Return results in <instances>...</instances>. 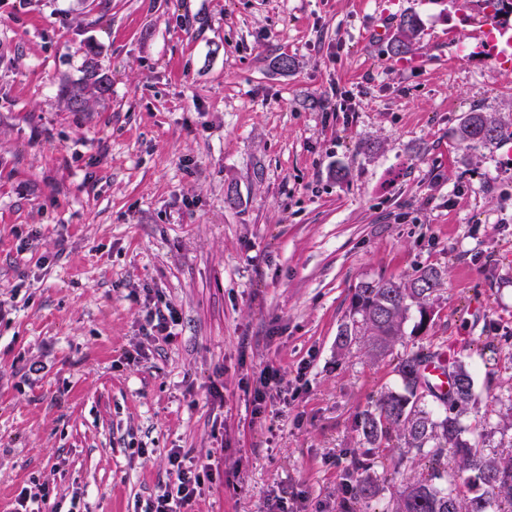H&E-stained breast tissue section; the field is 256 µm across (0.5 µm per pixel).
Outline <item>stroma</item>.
I'll return each mask as SVG.
<instances>
[{
    "instance_id": "35a3bbf8",
    "label": "stroma",
    "mask_w": 512,
    "mask_h": 512,
    "mask_svg": "<svg viewBox=\"0 0 512 512\" xmlns=\"http://www.w3.org/2000/svg\"><path fill=\"white\" fill-rule=\"evenodd\" d=\"M488 40L472 0H0V512H143L171 448L208 466L194 512H347L361 460L384 489L360 512H389L431 465L360 440L394 361L336 336L360 282L427 267L395 355L460 341L464 420L512 455V139L452 135L512 126ZM91 50L112 92L73 112ZM419 32L420 20L418 16L416 14L403 16L390 43L391 53L395 56H404L410 53ZM455 139L467 146L488 144L511 136L509 127L488 119L481 112H469L453 133Z\"/></svg>"
}]
</instances>
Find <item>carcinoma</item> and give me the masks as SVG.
<instances>
[{
    "label": "carcinoma",
    "mask_w": 512,
    "mask_h": 512,
    "mask_svg": "<svg viewBox=\"0 0 512 512\" xmlns=\"http://www.w3.org/2000/svg\"><path fill=\"white\" fill-rule=\"evenodd\" d=\"M482 2L493 8L495 19L512 16V0ZM419 32L417 15L402 17L390 43L391 53H410ZM110 88V79L90 57L81 80L64 87L62 95L71 111L84 112L89 96H104ZM509 135V128L481 112L468 113L454 130L455 139L467 146L494 143ZM440 285L441 274L435 268L422 269L406 282L378 279L360 283L337 335L338 347L343 350L359 345L374 362L392 355L394 346L405 336L411 310L419 313L417 327H424L430 320V300ZM444 346L442 342L426 352L412 350L398 357L394 372L400 390L382 394L374 409L362 413L357 429L368 444L378 446L395 431L407 452L427 457L434 464L428 478L411 482L399 491L394 512H490L494 506L504 512L503 505L512 508V457H487L479 448V439H463L467 427L461 423L460 415L474 400L469 371L460 359H453L449 364L453 389L445 401L433 395L420 375V364ZM450 448L458 456L457 469L451 474L442 468ZM461 482L479 492L472 496L460 493ZM380 491L379 480L371 475L370 466L361 464L351 490L353 502H367Z\"/></svg>",
    "instance_id": "carcinoma-1"
}]
</instances>
